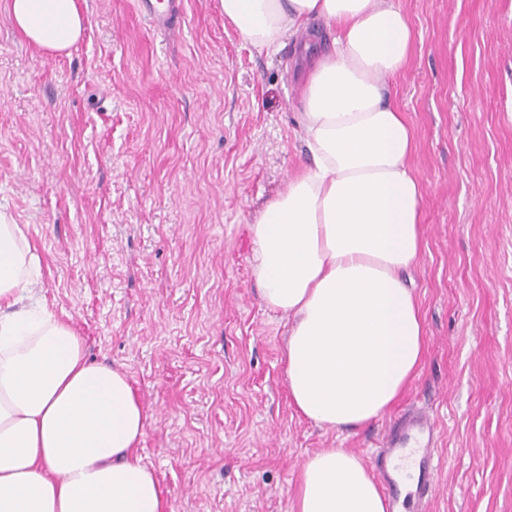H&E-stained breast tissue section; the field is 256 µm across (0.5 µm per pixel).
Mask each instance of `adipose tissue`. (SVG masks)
<instances>
[{
    "label": "adipose tissue",
    "mask_w": 512,
    "mask_h": 512,
    "mask_svg": "<svg viewBox=\"0 0 512 512\" xmlns=\"http://www.w3.org/2000/svg\"><path fill=\"white\" fill-rule=\"evenodd\" d=\"M259 49L311 23L335 31L301 90L310 154L251 226L263 302L286 314L295 412L332 430L386 414L422 365L424 317L403 274L423 244L413 133L388 98L412 34L399 0H220ZM38 50L80 39V0H0ZM40 259L0 214V512H167L140 453L147 413L128 375L89 361L34 286ZM293 512H388L364 461L324 448L298 472Z\"/></svg>",
    "instance_id": "obj_1"
}]
</instances>
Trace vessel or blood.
Here are the masks:
<instances>
[{
    "label": "vessel or blood",
    "instance_id": "b4317fda",
    "mask_svg": "<svg viewBox=\"0 0 512 512\" xmlns=\"http://www.w3.org/2000/svg\"><path fill=\"white\" fill-rule=\"evenodd\" d=\"M140 15L156 31L180 22L184 0H137ZM438 420L429 410L411 408L384 429L381 450L374 458L376 475L389 498V512H430L439 463L434 449Z\"/></svg>",
    "mask_w": 512,
    "mask_h": 512
}]
</instances>
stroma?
<instances>
[{"instance_id":"1","label":"stroma","mask_w":512,"mask_h":512,"mask_svg":"<svg viewBox=\"0 0 512 512\" xmlns=\"http://www.w3.org/2000/svg\"><path fill=\"white\" fill-rule=\"evenodd\" d=\"M81 2L59 54L0 10V211L37 248L48 308L136 389L172 512H291L308 457L370 459L384 425L294 412L289 321L253 273L251 226L308 161L304 45L253 47L220 0H185L166 33L135 0ZM400 3L413 42L388 88L424 185L426 350L395 408L439 420L434 512H512V0Z\"/></svg>"}]
</instances>
